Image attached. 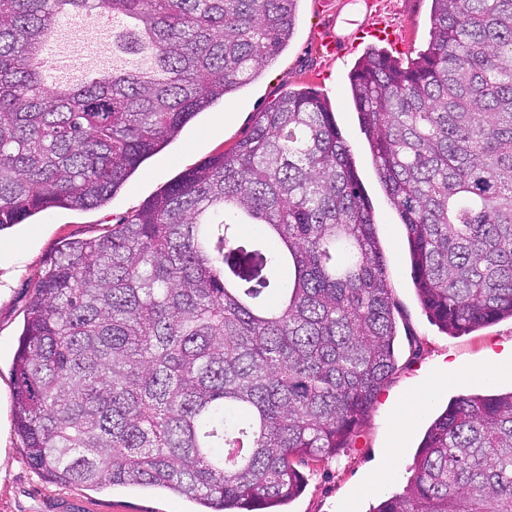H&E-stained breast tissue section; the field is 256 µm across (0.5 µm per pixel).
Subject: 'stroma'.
I'll return each instance as SVG.
<instances>
[{"label":"stroma","mask_w":512,"mask_h":512,"mask_svg":"<svg viewBox=\"0 0 512 512\" xmlns=\"http://www.w3.org/2000/svg\"><path fill=\"white\" fill-rule=\"evenodd\" d=\"M429 0H302L297 32L268 73L226 97L191 121L172 143L147 160L104 206L89 210L51 209L0 231V512H189L173 496L90 490L47 481L25 462L23 443L12 426V360L35 281L66 238H97L123 223L185 171L231 147L251 129L258 112L290 89L308 88L325 99L349 144L371 200L378 237L397 303V369L378 394L350 448L331 462L304 466L307 484L286 512H373L381 500L408 484L415 450L431 420L461 394H494L512 389V375L484 374L486 361L512 356V320L450 336L434 325L417 298L405 229L376 177L367 138L348 94V75L373 39L338 55L321 53L322 40L359 27H390L404 56L430 39ZM83 42L66 34L57 41L67 64L82 74L112 66L111 42L103 22L85 21ZM454 374L409 429L394 424L406 397ZM401 458L394 475L379 480L385 451Z\"/></svg>","instance_id":"35a3bbf8"}]
</instances>
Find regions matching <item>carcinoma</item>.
<instances>
[{
  "label": "carcinoma",
  "mask_w": 512,
  "mask_h": 512,
  "mask_svg": "<svg viewBox=\"0 0 512 512\" xmlns=\"http://www.w3.org/2000/svg\"><path fill=\"white\" fill-rule=\"evenodd\" d=\"M299 5L0 0V231L107 203L259 79ZM75 15L123 21L131 64L49 87L42 47ZM430 25L412 61L371 48L348 80L417 297L453 335L512 319V0H431ZM395 311L349 145L289 90L124 223L58 243L12 363L14 429L53 483L282 512L395 372ZM374 512H512V391L456 399Z\"/></svg>",
  "instance_id": "obj_1"
}]
</instances>
